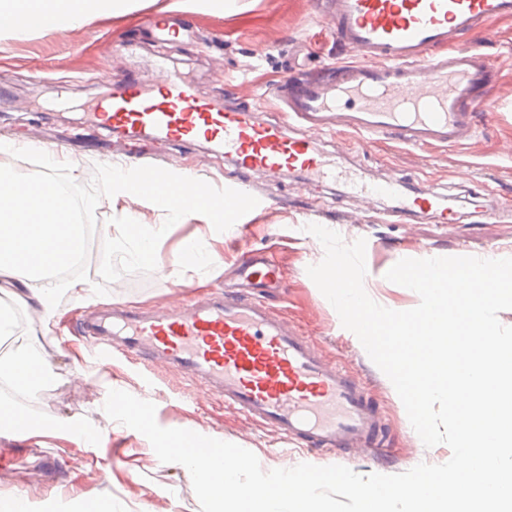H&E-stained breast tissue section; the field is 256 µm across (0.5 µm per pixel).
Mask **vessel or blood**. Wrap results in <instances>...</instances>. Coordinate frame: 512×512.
I'll return each mask as SVG.
<instances>
[{
    "mask_svg": "<svg viewBox=\"0 0 512 512\" xmlns=\"http://www.w3.org/2000/svg\"><path fill=\"white\" fill-rule=\"evenodd\" d=\"M323 9L333 40L366 61L328 78L288 79L272 89L304 133L260 120L249 106L200 96L163 61L156 64L162 77L157 93L126 82L116 87L108 111L93 113L92 120L130 138L192 144L210 137L251 174L292 168L313 182L344 183L366 199L393 194L392 182H369L337 165L320 149L316 132L348 130L365 143L391 134L412 148L468 140L475 131L471 108L495 65L486 54L452 44L487 20L512 18V0H324ZM141 172L144 188L167 204L197 195L191 182L170 183L167 171L145 166ZM421 204L448 216L435 192L402 198L398 209L407 213ZM237 273L244 291L216 293L176 311L110 304L86 311L77 329L100 353L165 366L286 442L303 440L327 455L377 445L381 415L363 386L326 362L286 319L249 297L251 289L279 287L278 268L250 251L240 255Z\"/></svg>",
    "mask_w": 512,
    "mask_h": 512,
    "instance_id": "vessel-or-blood-1",
    "label": "vessel or blood"
}]
</instances>
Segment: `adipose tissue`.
<instances>
[{"label":"adipose tissue","mask_w":512,"mask_h":512,"mask_svg":"<svg viewBox=\"0 0 512 512\" xmlns=\"http://www.w3.org/2000/svg\"><path fill=\"white\" fill-rule=\"evenodd\" d=\"M105 0H0V27H13L17 17L33 18L36 25L77 28ZM108 202L127 221L119 225L125 253L133 262L152 266L167 225L196 217L206 223L208 239H185L178 247L168 271L177 276L182 270L221 262L224 249L223 197L201 190L198 198L182 207L165 208L149 190L131 192V181L140 179L134 168L115 167L106 173ZM143 200L163 208L166 221L142 224L129 220V205ZM76 202L65 190L48 189L43 180L0 169V289H10L15 300L33 309H48L59 294L84 289L83 281L66 272L86 247V226L75 222ZM53 376L51 364L34 350L18 348L9 360H0V382L18 393L35 397L39 388Z\"/></svg>","instance_id":"adipose-tissue-1"}]
</instances>
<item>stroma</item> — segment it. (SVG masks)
Returning a JSON list of instances; mask_svg holds the SVG:
<instances>
[{"instance_id": "obj_1", "label": "stroma", "mask_w": 512, "mask_h": 512, "mask_svg": "<svg viewBox=\"0 0 512 512\" xmlns=\"http://www.w3.org/2000/svg\"><path fill=\"white\" fill-rule=\"evenodd\" d=\"M321 0H254L251 8L225 16L221 7L190 8L182 0H128L120 13H92L83 30L30 28L0 30V86L12 91L0 104V139L48 138L52 150L79 164L49 166L39 150L0 153V167L16 174L49 171L51 177L86 197L101 198L87 211L91 227L121 223L105 204V168L129 165L125 141L103 144L90 127L89 112L110 94L108 79L138 77L153 91L159 81L152 62L167 57L170 65L193 81L197 92L216 101H238L262 112L265 119L287 120L270 94L284 78L325 72L351 61L333 42L320 8ZM150 15L188 27L192 36L156 41L146 25ZM494 40L463 38V46L491 56L497 77L485 93L476 131L461 148L407 149L387 136L358 146L344 135L324 138L328 155L360 170L371 181L400 180L409 190L437 187L456 214L441 224L430 214L397 215L396 199L365 201L333 182H310L296 173L247 177L212 144L187 148L148 144L147 151L190 169L218 195L245 192L251 211L224 235V262L187 271L182 279L163 276L114 252L112 243L96 238L80 275L88 283L83 295H59L53 312L15 304L9 291L0 302L15 312L9 350L38 349L51 363L54 381L31 404L33 412L67 420L72 430L91 441L47 438L43 449L59 461L60 476L43 478L30 462L14 473L0 474V500L19 497L27 512H80L81 497L111 501L112 512H200L187 469L160 462L141 433L112 421L103 404L112 384L156 406L164 428H183L252 451L263 469L300 463L344 465L353 471L398 474L419 463L442 464L448 448L425 447L415 434L399 396L366 351L353 342L340 318L306 273L324 250L305 232L315 223L338 232L345 242L366 241V280L376 293L406 308L416 295L383 286L387 271L404 258L463 255L483 258L512 254V19L488 24ZM258 251L280 265L283 286L276 311L298 326L321 355L350 370L366 386L385 418L387 440L380 452L357 447L330 459L307 450L284 451L283 441L223 399L163 369L149 370L121 354L98 361L91 344L72 332L84 309L99 303L124 302L140 308L178 307L216 290L238 287L234 254Z\"/></svg>"}]
</instances>
